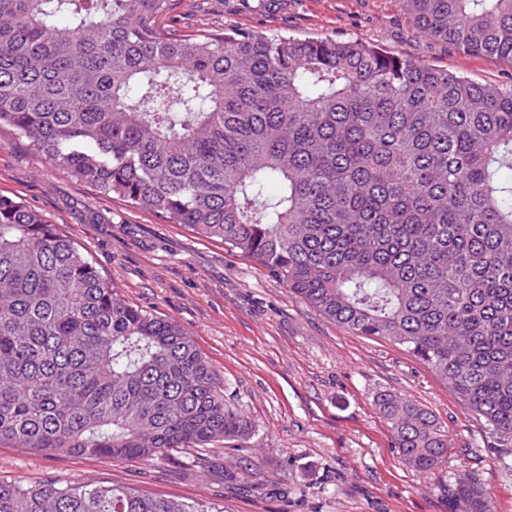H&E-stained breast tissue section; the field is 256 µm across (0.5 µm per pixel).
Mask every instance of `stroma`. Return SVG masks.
I'll return each mask as SVG.
<instances>
[{"label":"stroma","mask_w":512,"mask_h":512,"mask_svg":"<svg viewBox=\"0 0 512 512\" xmlns=\"http://www.w3.org/2000/svg\"><path fill=\"white\" fill-rule=\"evenodd\" d=\"M183 30L248 29L267 35L378 45L390 54L512 86V62L471 56L420 35L398 0H184ZM0 195L62 226L130 304L178 322L195 339L224 395L252 420L242 448L190 451L161 463L0 445V480L24 485L94 480L144 493L212 500L224 512H455L452 478L481 485L491 512H512V444L500 445L446 382L380 339L319 317L262 265L223 242L130 207L46 165L13 129H0ZM390 391L435 415L448 463L422 476L407 467L377 410Z\"/></svg>","instance_id":"1"}]
</instances>
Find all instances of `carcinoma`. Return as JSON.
<instances>
[{"instance_id": "cac0c4a2", "label": "carcinoma", "mask_w": 512, "mask_h": 512, "mask_svg": "<svg viewBox=\"0 0 512 512\" xmlns=\"http://www.w3.org/2000/svg\"><path fill=\"white\" fill-rule=\"evenodd\" d=\"M424 36L512 61V0H400ZM182 0H0V127L103 196L269 269L401 347L512 443V88L361 41L187 35ZM400 459L448 432L376 397ZM177 322L121 299L58 225L0 196V443L162 462L249 437ZM463 512L484 489L449 488ZM0 512H224L102 482L0 481Z\"/></svg>"}]
</instances>
